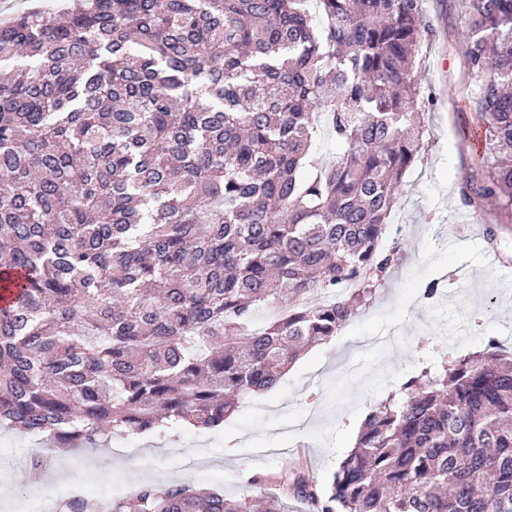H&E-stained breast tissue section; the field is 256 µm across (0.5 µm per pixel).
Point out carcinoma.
Here are the masks:
<instances>
[{
    "label": "carcinoma",
    "mask_w": 512,
    "mask_h": 512,
    "mask_svg": "<svg viewBox=\"0 0 512 512\" xmlns=\"http://www.w3.org/2000/svg\"><path fill=\"white\" fill-rule=\"evenodd\" d=\"M485 152L459 178L512 224V0H458ZM421 0H74L0 23V424L55 448L219 430L397 260L380 244L432 96ZM329 135L339 153L314 149ZM378 403L321 512H512V354L490 339ZM60 512H288L190 485Z\"/></svg>",
    "instance_id": "1"
}]
</instances>
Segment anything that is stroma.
Here are the masks:
<instances>
[{"label": "stroma", "mask_w": 512, "mask_h": 512, "mask_svg": "<svg viewBox=\"0 0 512 512\" xmlns=\"http://www.w3.org/2000/svg\"><path fill=\"white\" fill-rule=\"evenodd\" d=\"M424 17L436 38L424 51L425 86L441 93L466 80L462 46L466 25L457 0H424ZM427 146L405 178L394 222L401 228L384 248L399 246L389 279L369 305L331 341L308 347L272 390L239 403L220 430L177 429L162 435L129 434L124 458L113 449H56L38 476L7 462L11 453L38 451V438L0 429V487L10 490L0 512H35L33 483L76 484L96 473L100 493L133 495L137 479L159 485L189 483L231 499L258 492L280 498L282 470L301 468L328 486L352 449L371 408L422 368H438L483 349L488 339L512 347V224L498 210H465L457 182L476 154L483 133L470 110L449 101L426 108ZM499 225L500 244L490 248L486 225ZM441 281L431 301L418 296ZM201 460L192 472L167 466L170 449Z\"/></svg>", "instance_id": "1"}]
</instances>
